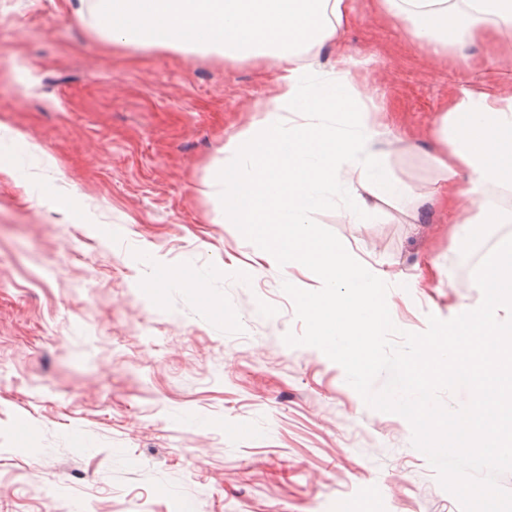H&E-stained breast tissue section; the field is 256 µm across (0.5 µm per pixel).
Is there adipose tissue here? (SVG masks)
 I'll return each mask as SVG.
<instances>
[{"label":"adipose tissue","mask_w":512,"mask_h":512,"mask_svg":"<svg viewBox=\"0 0 512 512\" xmlns=\"http://www.w3.org/2000/svg\"><path fill=\"white\" fill-rule=\"evenodd\" d=\"M418 47L433 54L449 46L512 35V0H377ZM92 8L96 33L139 48L215 52L228 59L262 58L279 68L273 107L224 144V221L247 227L263 244L261 259L281 269L304 264L321 275L300 304L323 350L358 375L374 344L393 331L380 296L381 271L343 246L321 241L313 215L340 199L360 218L369 197L403 200L410 187L383 166L389 142L370 119L372 99L358 98L341 54L325 74L307 62L310 47L337 44L348 20L347 0H73ZM437 133L446 150L436 156L446 173L447 207L482 196L490 185L512 191V92L462 91L445 107ZM466 181H457L459 172Z\"/></svg>","instance_id":"adipose-tissue-1"}]
</instances>
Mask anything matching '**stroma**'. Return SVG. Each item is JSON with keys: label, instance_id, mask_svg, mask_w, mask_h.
<instances>
[{"label": "stroma", "instance_id": "obj_1", "mask_svg": "<svg viewBox=\"0 0 512 512\" xmlns=\"http://www.w3.org/2000/svg\"><path fill=\"white\" fill-rule=\"evenodd\" d=\"M349 79L396 143L385 160L413 195L353 223L331 205L319 238L401 286L399 329L474 309L470 240L417 202L435 190V121L465 89L512 85V42L437 57L376 0H353ZM273 62L142 49L100 38L69 0H0V512H461L408 421L369 407L302 334L262 245L215 223L228 136L273 105ZM38 145L40 154L28 151ZM202 290L156 291L159 267Z\"/></svg>", "mask_w": 512, "mask_h": 512}]
</instances>
